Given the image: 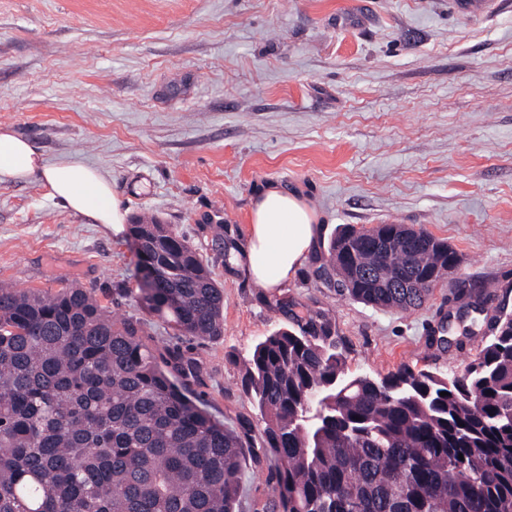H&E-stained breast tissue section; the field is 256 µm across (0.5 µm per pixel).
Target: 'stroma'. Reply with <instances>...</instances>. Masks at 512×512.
<instances>
[{"label": "stroma", "mask_w": 512, "mask_h": 512, "mask_svg": "<svg viewBox=\"0 0 512 512\" xmlns=\"http://www.w3.org/2000/svg\"><path fill=\"white\" fill-rule=\"evenodd\" d=\"M0 126L47 162L97 168L129 217L195 245L224 289V334L191 339L144 309L130 234L36 182L0 184V282L94 289L157 355L176 346L200 366L190 387L227 426L255 422L242 368L277 329L323 314L350 372L452 374L512 311V0L481 15L455 0H0ZM268 183L320 224L295 275L265 291L239 262ZM378 224L462 258L419 309L354 301L320 274L338 230ZM277 498L273 465L246 462L238 512Z\"/></svg>", "instance_id": "obj_1"}]
</instances>
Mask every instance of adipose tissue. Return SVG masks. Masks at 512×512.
<instances>
[{
  "mask_svg": "<svg viewBox=\"0 0 512 512\" xmlns=\"http://www.w3.org/2000/svg\"><path fill=\"white\" fill-rule=\"evenodd\" d=\"M38 182L49 187L65 208L93 224L124 230L127 212L98 169L76 161L47 163L13 130L0 127V183ZM319 216L296 192L277 184L258 191L250 209L249 236L242 272L253 287L280 286L302 266L318 235Z\"/></svg>",
  "mask_w": 512,
  "mask_h": 512,
  "instance_id": "obj_1",
  "label": "adipose tissue"
}]
</instances>
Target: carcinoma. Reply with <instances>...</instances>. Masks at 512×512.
Wrapping results in <instances>:
<instances>
[{
	"label": "carcinoma",
	"instance_id": "carcinoma-1",
	"mask_svg": "<svg viewBox=\"0 0 512 512\" xmlns=\"http://www.w3.org/2000/svg\"><path fill=\"white\" fill-rule=\"evenodd\" d=\"M130 235L146 309L184 336H223L224 289L198 248L155 219ZM370 236L346 228L329 243L352 300L409 312L454 273L455 251L427 231L385 254ZM382 271L410 287H376ZM334 335L322 316L255 345L242 389L257 442L191 396L195 362L158 360L93 290L0 283V512H236L246 453L274 463L282 512H512L511 313L453 376L352 374Z\"/></svg>",
	"mask_w": 512,
	"mask_h": 512
}]
</instances>
